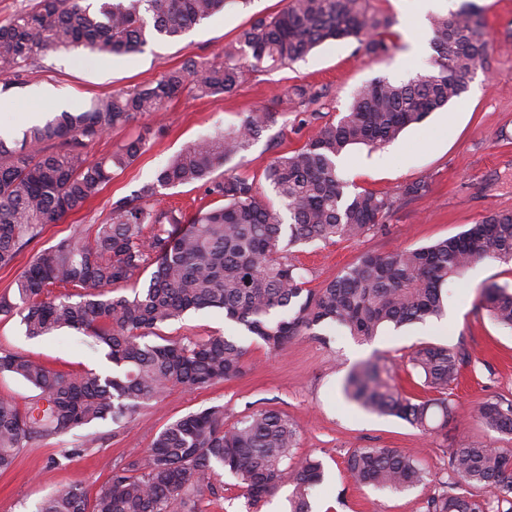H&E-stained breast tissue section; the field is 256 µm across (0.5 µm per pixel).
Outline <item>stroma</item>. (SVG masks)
I'll return each mask as SVG.
<instances>
[{
    "instance_id": "1",
    "label": "stroma",
    "mask_w": 512,
    "mask_h": 512,
    "mask_svg": "<svg viewBox=\"0 0 512 512\" xmlns=\"http://www.w3.org/2000/svg\"><path fill=\"white\" fill-rule=\"evenodd\" d=\"M462 0H376L390 16L394 49L374 57L356 40L328 42L292 66L250 72L229 94L197 96L177 93L165 112L114 128L91 143L89 160L108 156L118 146L152 127L148 149L78 212L45 225L13 265L0 269V294L13 291L17 275L38 251L75 230L105 223L113 200L154 180L159 169L188 143L238 127L248 112L260 108L275 120L243 155L223 164V172L257 178L267 190L263 172L277 155L300 148L318 128L347 112L355 91L377 77L405 80L426 71L433 56L430 15L457 10ZM494 42L483 68L471 78L466 92L448 108L434 112L423 124L406 129L398 140L378 149L351 148L338 160L341 176L352 186L395 199L386 227L354 240L313 243L294 248L293 263L302 267L309 287L336 278L366 252H389L430 245L455 236L493 212L512 211V0H475ZM282 0H252L244 8L225 10L194 26L173 41L157 40L130 56L83 52L52 53L39 60L0 97L12 101L0 112V136L21 138L31 114L49 116L67 101L69 111L85 109L94 98L119 89L141 87L157 80L189 58L210 60L234 42L241 27L254 16H273ZM307 86L319 96L291 101L294 87ZM422 181L425 195L408 198L407 184ZM512 286V261L482 260L449 284L447 314L439 320L384 330L360 343L339 328L328 326L318 335L298 339L279 352H267L221 310L191 311L181 320L162 325L150 340L161 343L182 337L241 336L248 348L249 367L231 381L206 389H173L159 403L143 408L126 430L111 422H96L73 431L65 442L40 440L20 453L15 467L0 474V512H38L57 487L78 483L95 496L112 474L114 463L149 448L167 424L187 413L220 404L225 421L234 424L257 409H272L293 423L296 455L313 454L324 467V481L313 493V512H422L425 499L451 481L448 458L465 440L480 437L497 448H512V435L486 430L477 409L489 399L512 400V330L498 326L479 299L485 286ZM434 344L465 350L469 356L452 389L454 414L443 434L423 433L392 416L368 413L349 402L342 385L357 363L383 358L402 386L408 355L418 346ZM0 348L17 351L62 372L108 370L103 350L73 330L27 338L19 319H0ZM80 453L63 458L62 447ZM394 448L419 460L424 484L402 492L354 483L345 469L356 448ZM207 512H286L289 485H282L249 510L236 479L222 474Z\"/></svg>"
}]
</instances>
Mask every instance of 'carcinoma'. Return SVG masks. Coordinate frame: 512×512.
I'll return each instance as SVG.
<instances>
[{
    "instance_id": "obj_1",
    "label": "carcinoma",
    "mask_w": 512,
    "mask_h": 512,
    "mask_svg": "<svg viewBox=\"0 0 512 512\" xmlns=\"http://www.w3.org/2000/svg\"><path fill=\"white\" fill-rule=\"evenodd\" d=\"M250 0H38L0 23V75L18 77L40 54L82 49L138 53L155 39L175 40L193 25L247 6ZM393 20L371 0H287L274 17H255L219 61L185 60L153 84L93 99L80 112H59L7 143L0 138V267L11 265L43 225L79 211L148 145L141 133L112 155L89 160L86 148L112 128L156 116L188 87L201 96L229 94L246 70L290 65L318 45L356 39L366 53L386 56ZM432 69L395 82L375 78L356 92L348 112L319 127L292 153L277 156L264 179V198L248 177L214 172L244 152L272 119L260 109L231 131L187 144L156 179L111 203L109 220L74 232L42 249L0 295V319H21L26 336L76 330L106 350L108 374H65L32 358L0 351V375L30 384L36 394L18 407L0 398V473L36 440L62 439L96 421L130 427L140 410L173 386L198 390L247 369L248 349L236 336L145 341L160 326L191 309L217 308L224 318L270 351H280L324 325L370 342L388 327L439 319L444 290L472 263L512 260V213H491L466 231L431 246L366 253L336 279L306 287L292 249L314 241L353 239L386 223L395 201L350 188L336 161L353 145L377 148L461 97L490 50L476 8L464 3L430 18ZM198 184L221 205L182 214L154 204L164 189ZM150 278L141 282L145 272ZM117 288L131 295L114 296ZM479 306L512 329V290L491 284ZM468 354L448 346H421L407 366L427 397L402 394L382 378L380 359L353 366L345 392L367 411L407 421L430 434L448 426L451 386ZM481 425L512 434V401L490 399L477 411ZM296 430L271 409L225 426L224 406L190 412L164 427L150 448L124 464L88 500L70 484L45 498L38 512H206L220 471L238 481L257 505L283 481L292 487L289 512H312L310 498L324 478L317 457H297ZM462 493L427 498L424 512H512V452L483 440L452 449L448 462ZM359 485L402 491L425 480L419 462L395 448H356L346 459ZM481 489L489 497L472 493Z\"/></svg>"
}]
</instances>
